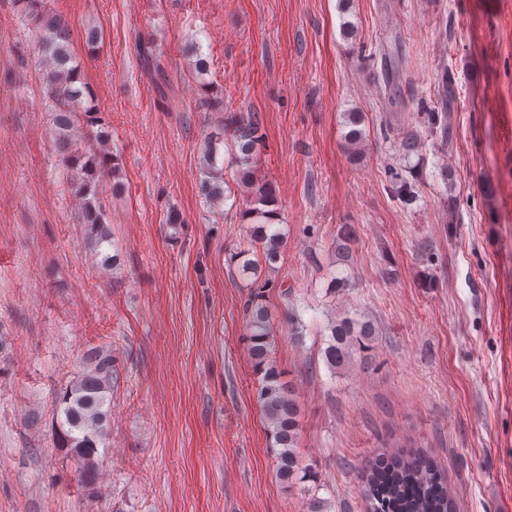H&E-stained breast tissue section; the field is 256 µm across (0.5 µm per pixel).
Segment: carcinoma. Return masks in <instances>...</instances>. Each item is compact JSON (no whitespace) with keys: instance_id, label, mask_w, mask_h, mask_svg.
I'll return each instance as SVG.
<instances>
[{"instance_id":"carcinoma-1","label":"carcinoma","mask_w":512,"mask_h":512,"mask_svg":"<svg viewBox=\"0 0 512 512\" xmlns=\"http://www.w3.org/2000/svg\"><path fill=\"white\" fill-rule=\"evenodd\" d=\"M24 11L34 15L39 24V43L47 56L45 97L47 109L53 112L55 146L62 153L72 174V187L81 199L78 223L96 248L112 244V232L104 222L103 191L118 194L124 189L118 158L106 148L109 133L101 128L92 132L97 147L84 149L76 138L80 115L93 112L90 98L82 85L79 65L70 51L68 23L57 13L45 9L44 0H22ZM455 89L452 81H443V97L438 111L427 113L429 128L440 130L449 138ZM364 118L359 112L347 114L351 129L344 142L352 158L361 154ZM262 119L257 112L233 114L222 124L219 136H207L203 144V174L200 190L205 199L218 203L225 198L224 169L217 167L219 145L230 143L231 161L240 167V183L248 189L245 212L253 219L250 240L259 245L260 258L241 260L238 272L254 276L261 268L274 269L282 253L284 237L271 232L264 223L265 207L276 202L275 188L260 181L246 169L263 143ZM246 331L254 367L259 375L256 399L266 420L272 453L279 480L289 487L309 478L310 469L301 464L298 450L299 410L291 387L282 380V372L272 359L271 313L263 299V291L247 299ZM324 358L328 368L336 370L351 361L356 344L372 336L370 324L352 318L333 320ZM119 374L112 358L101 349L90 352L89 367L61 391L57 421L60 428L54 445L69 448L80 461L81 475L93 476L99 445L104 443L111 410L112 386ZM363 496L368 512H456L448 480L433 456L424 451L379 453L361 466Z\"/></svg>"}]
</instances>
